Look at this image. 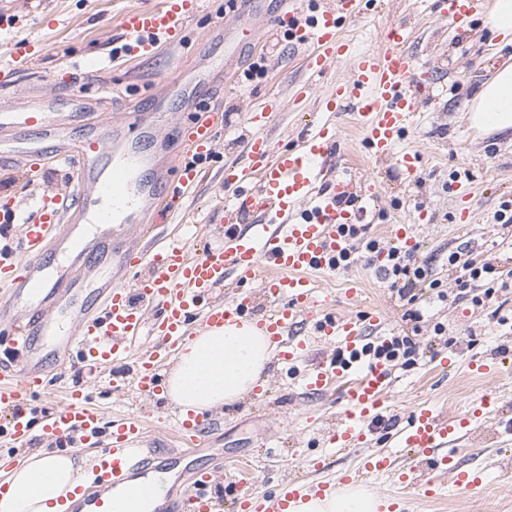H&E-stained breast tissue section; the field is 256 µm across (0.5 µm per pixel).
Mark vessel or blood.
I'll return each mask as SVG.
<instances>
[{
  "label": "vessel or blood",
  "mask_w": 512,
  "mask_h": 512,
  "mask_svg": "<svg viewBox=\"0 0 512 512\" xmlns=\"http://www.w3.org/2000/svg\"><path fill=\"white\" fill-rule=\"evenodd\" d=\"M202 0H161L150 10L125 11L120 26L125 34L122 52L137 59L150 54L159 41L175 43ZM357 0H312L308 20L293 13L281 20L289 38L305 50L303 65L314 75L325 73L341 60L351 61L349 77L336 82L331 107L349 105L362 134L368 155L376 161L394 162L406 177L417 171V151H398L397 146L414 123L417 108L433 99L428 72L418 66L407 49L409 30L388 26L380 50L354 54L342 34L343 22L356 9ZM484 0H439L440 15L448 25H469ZM16 18H0V31H11L9 56L27 55L30 42L17 35ZM79 99L58 96L27 105L0 104V125L16 131L8 154L37 172L45 155H52L68 169V182L45 192L37 216L22 221L25 255L0 248V406L14 414L0 433L12 444L26 445L33 434L60 444L74 437L95 442L109 435L98 465L89 481L78 487L66 512H139L142 501L154 489L149 470L170 466L160 449L144 447L143 421L122 416L104 423L98 409L80 384L65 389V401L56 410L34 418L25 404L51 381L41 350L52 342L67 363L112 367V387L136 388L148 396L162 394L164 363L189 336L192 326L221 328L256 321L275 344L280 360L292 362L308 351L305 340L296 338L298 328L314 323L320 341L332 349L304 376L306 388L323 392L346 378H353L340 412L339 423L329 435L330 447L343 450L361 447L367 432L381 417L390 369L381 362L365 360L363 349L369 328L380 327L376 311L342 317L328 313L332 297L319 293L317 279L336 272L333 260L345 242L338 233L343 224L359 219L357 212L338 206L342 196L372 194L373 184L330 173L328 158L336 145L330 123L313 125L293 147L276 145L262 129L274 112L278 98L251 109L252 129L246 140L248 165L224 169L225 188L234 192L224 217L223 244L193 255L188 242L173 240L152 248L128 241V225L162 223L183 190L201 176L199 161L216 151L214 129L224 120L222 112L185 128L177 157V186L158 188L144 180V171H158L155 155L137 150L115 130L86 127L81 134L55 123L51 115L73 110ZM253 215L250 224L243 215ZM98 280L96 288H82L85 278ZM229 288L218 300L216 289ZM272 306L262 319L252 317L256 296ZM205 418L187 413L176 416L184 456L196 453ZM469 420L448 421L430 405H422L392 435L394 448H405L418 458L417 467L398 476L400 491L387 497L393 512H403L404 490L422 486L435 496L437 479L447 476L452 486L472 489L481 474L458 468L451 453L467 431ZM391 451L364 456L355 468L320 480L310 487L298 481L284 482L273 496L256 493L262 483L250 475L248 492L233 500L234 512H292L310 495L332 493L338 486L363 484L365 477L391 471ZM137 486L124 503L114 492L129 481ZM155 512H224V499L213 490L209 472H188L182 477L179 496L167 499Z\"/></svg>",
  "instance_id": "obj_1"
}]
</instances>
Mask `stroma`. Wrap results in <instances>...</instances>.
Masks as SVG:
<instances>
[{
	"mask_svg": "<svg viewBox=\"0 0 512 512\" xmlns=\"http://www.w3.org/2000/svg\"><path fill=\"white\" fill-rule=\"evenodd\" d=\"M158 0H0V13L21 21L22 33L39 48L40 56L28 68H16L8 56L0 55V101L23 100L33 93L64 94L76 91L84 101L80 112H56L53 120L75 126L96 124L108 130L124 122L128 105L155 103L154 120L166 129L190 126L204 113H224L217 127V152L205 162V176L197 192L182 203L181 219L161 225L164 233L182 229L183 217L209 224L213 234L224 231V207L233 196L220 176L225 167L247 163L246 115L269 97H279L284 107L269 121L265 133L274 143L294 144L307 133L311 122L330 118L336 128L334 160L338 169L367 179L376 187L375 197H359L365 211L369 235L384 243L392 241V227L414 223L418 210L430 220L416 225L422 245L415 258L426 265L431 277L442 283L446 300L434 291H423L415 306L419 324L403 320L404 309L391 290L376 275L374 266L358 259L325 280L333 292L336 314L360 315L370 308L381 309L394 334L415 332L413 364L391 369L387 390L388 413L377 421L369 442L351 454L327 456L328 432L341 409L342 388L320 394L306 392L301 378L312 361L327 355L320 341L311 340L310 358L295 365L272 359L267 368L266 409H256L251 400L224 407L211 415L200 451L187 459L191 469H212L218 458L252 460L265 477L261 489L276 494L280 483L294 479L308 484L318 480L308 459L326 456L327 473L342 470L362 454L386 451L394 428L418 405L429 403L447 416L463 413L477 399L494 395L503 415L474 424L469 436L457 446L463 466L485 476L474 491L444 486L435 497H425L417 488L407 491L411 512H512V335L500 333L499 319H512V289L495 300L498 319L472 305L470 297H458L454 277L448 270L449 252H470L490 258L512 269V225L496 224L494 213L502 202L512 200V138L479 134L463 118L480 84L511 57L490 56L491 37L484 16L472 25L456 29L444 23L439 0H365L360 13L345 23V33L359 50H376L383 29L402 22L412 31L408 44L420 65L429 68L443 86L440 101L420 105L413 127L402 140L401 149L421 154L413 179H405L397 167L373 161L361 144L349 108L327 113L323 100L336 81L351 73L349 61H341L329 72L310 78L302 67L300 50L283 35H275L267 53L249 47L227 57L228 32L235 23H252L270 29L286 0H257L258 14L230 8L228 0H204L176 44L138 61L116 64L112 56L123 43L117 20L122 8L135 3L149 9ZM225 58L222 78L200 80L205 56ZM96 59L98 70H87L88 59ZM265 59V75L246 78L249 64ZM313 90L305 101L295 93L305 83ZM194 90V106L183 105L180 96ZM469 207L471 223L458 221L461 207ZM363 283L358 300H347L343 289L347 278ZM454 354L455 363L440 368L437 359ZM492 355L504 364L496 377L487 378L468 369L472 357ZM112 371L82 373L81 383L93 405L111 418L116 413L142 417L147 424L146 447L160 448L170 437L174 409L165 397H149L133 388L120 391L111 385Z\"/></svg>",
	"mask_w": 512,
	"mask_h": 512,
	"instance_id": "1",
	"label": "stroma"
}]
</instances>
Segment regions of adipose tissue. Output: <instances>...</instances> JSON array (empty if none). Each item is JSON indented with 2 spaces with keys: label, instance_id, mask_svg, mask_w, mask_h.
I'll return each instance as SVG.
<instances>
[{
  "label": "adipose tissue",
  "instance_id": "ef3b65f1",
  "mask_svg": "<svg viewBox=\"0 0 512 512\" xmlns=\"http://www.w3.org/2000/svg\"><path fill=\"white\" fill-rule=\"evenodd\" d=\"M467 122L485 134L512 132V63L481 85L469 103ZM273 355L269 336L253 324L196 329L174 358L165 394L182 411H215L250 394ZM89 463V456L74 449L30 455L8 472L0 512H58L61 499L85 480ZM380 505L379 498L352 488L310 496L296 512H378Z\"/></svg>",
  "mask_w": 512,
  "mask_h": 512
}]
</instances>
